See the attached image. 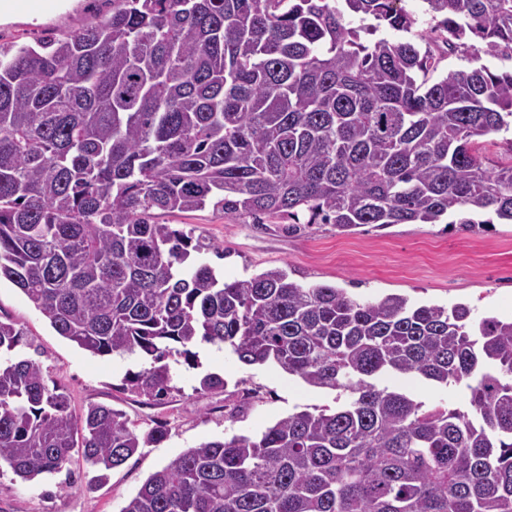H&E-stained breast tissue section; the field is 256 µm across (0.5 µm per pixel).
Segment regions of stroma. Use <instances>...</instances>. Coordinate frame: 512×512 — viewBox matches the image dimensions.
<instances>
[{"label": "stroma", "instance_id": "1", "mask_svg": "<svg viewBox=\"0 0 512 512\" xmlns=\"http://www.w3.org/2000/svg\"><path fill=\"white\" fill-rule=\"evenodd\" d=\"M109 0H61L52 12L12 13L0 17V44H35L47 34L66 35L109 16ZM163 223L205 239L210 249L201 261L225 281L245 279L282 267L294 280L344 289L351 297L373 301L399 294L417 304L472 307L474 317L512 319V224L489 228L444 224L369 226L340 232L331 225L290 233L285 221L256 224L205 208L187 215H166ZM0 319L22 328L23 352L39 361L47 379L65 387L71 412L92 404L124 411L138 428L166 423L168 436L140 449L112 470L105 484L93 482V469L74 455L69 474L24 481L0 468V512H121L153 472L200 443L235 435L258 436L296 410L335 407L333 391L307 386L276 366H245L232 353L204 342L194 345L197 367H172V390L160 402L122 388L125 375L147 365L137 354L94 356L59 336L49 321L8 281L0 282ZM215 373L223 388L203 391L199 379ZM430 406L460 407L459 386H436L417 379H394Z\"/></svg>", "mask_w": 512, "mask_h": 512}]
</instances>
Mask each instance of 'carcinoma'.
<instances>
[{
  "label": "carcinoma",
  "instance_id": "obj_1",
  "mask_svg": "<svg viewBox=\"0 0 512 512\" xmlns=\"http://www.w3.org/2000/svg\"><path fill=\"white\" fill-rule=\"evenodd\" d=\"M421 42L400 0H112L104 21L35 45H0V280L94 356L139 352L123 389L160 399L168 359L202 340L337 392L260 436L181 453L122 512H512V320L469 306L359 301L272 268L226 282L210 246L167 214L340 232L373 224L512 222V164L474 139L512 128V71L434 73L449 54L512 59V0H423ZM376 24L353 28L346 13ZM0 320V460L24 481L73 453L95 480L140 432L69 395ZM462 385V408L384 382ZM399 6H401L403 9H405V11H407L409 14H411L414 18L417 19V23L412 30V34L398 32L391 29H382L380 32L377 33V38H385L390 41L399 40L403 38H412L416 40V38L413 36V33L423 31L429 27V16L425 14L426 7L422 0H402L399 3Z\"/></svg>",
  "mask_w": 512,
  "mask_h": 512
}]
</instances>
